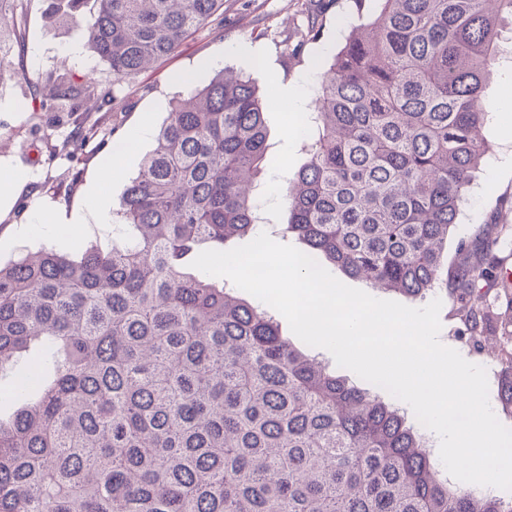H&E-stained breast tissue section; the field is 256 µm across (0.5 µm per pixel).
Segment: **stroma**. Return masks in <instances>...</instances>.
<instances>
[{"mask_svg": "<svg viewBox=\"0 0 512 512\" xmlns=\"http://www.w3.org/2000/svg\"><path fill=\"white\" fill-rule=\"evenodd\" d=\"M309 7V0H224L223 30L201 28L153 69L118 80L80 46L71 29L47 23L42 0H17L24 37L16 39L12 27L0 29V50L6 62L25 69L30 80L0 79V177L19 178L15 186L0 190V261L44 247L77 257L87 247L110 244L112 227L100 223L99 217L117 208L126 183L153 149L154 134L173 100L208 84L223 68L253 79L267 98L264 118L270 148L256 204L266 233L277 236L288 221L285 189L307 162L310 139L303 134L286 136L292 118L287 103L276 94L308 88L310 95L301 109L314 114L313 93L322 67L342 47L351 26L380 10L378 0H336L323 15L320 38L304 43L300 32ZM252 51L261 55L263 66L251 62ZM50 72L69 73L76 83L95 80L108 92V103L98 112L41 108L33 80ZM487 112L489 151L448 237L433 295L442 301L440 341L486 369L491 408L503 425L512 428V409L503 408L499 400L498 360L461 343L464 325L450 299L456 268L472 261L487 240H497L512 272V133L506 130L500 109L491 106ZM145 122L150 135L126 155L120 168H113L114 146ZM80 125L96 126L97 134L76 151L67 143ZM463 240L468 250H460Z\"/></svg>", "mask_w": 512, "mask_h": 512, "instance_id": "1", "label": "stroma"}]
</instances>
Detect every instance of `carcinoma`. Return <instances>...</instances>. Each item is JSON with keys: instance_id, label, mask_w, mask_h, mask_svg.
I'll use <instances>...</instances> for the list:
<instances>
[{"instance_id": "1", "label": "carcinoma", "mask_w": 512, "mask_h": 512, "mask_svg": "<svg viewBox=\"0 0 512 512\" xmlns=\"http://www.w3.org/2000/svg\"><path fill=\"white\" fill-rule=\"evenodd\" d=\"M16 0L0 23L23 36ZM318 89L308 161L288 181L291 233L372 288L416 301L438 279L489 146V71L512 0H379ZM224 0H47L117 79L147 70ZM41 103L90 112L106 97L65 73ZM263 95L223 69L174 102L127 185L112 243L0 264V371L23 353L35 396L0 418V512H512L440 475L398 408L330 372L268 309L185 271L206 245L257 234L253 195L270 148ZM486 248L451 296L482 350L499 345L512 407V308Z\"/></svg>"}]
</instances>
